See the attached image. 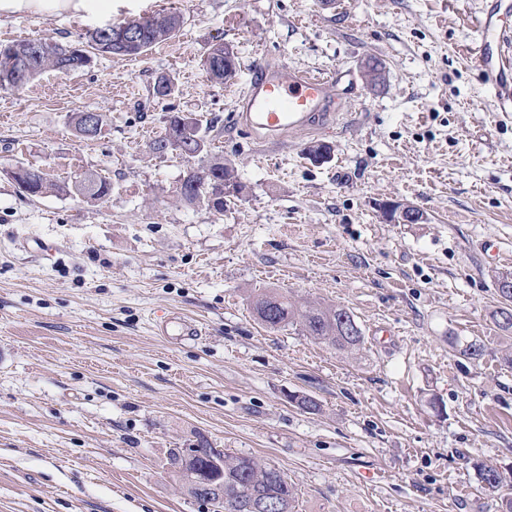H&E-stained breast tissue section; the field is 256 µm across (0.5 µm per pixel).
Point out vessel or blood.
Wrapping results in <instances>:
<instances>
[{
    "instance_id": "1",
    "label": "vessel or blood",
    "mask_w": 512,
    "mask_h": 512,
    "mask_svg": "<svg viewBox=\"0 0 512 512\" xmlns=\"http://www.w3.org/2000/svg\"><path fill=\"white\" fill-rule=\"evenodd\" d=\"M475 27L479 39L471 60L493 88L497 111L512 112V33L499 24L497 0L478 11ZM247 71L237 98L239 118L246 128L271 140L325 127L333 107L356 93L354 79L342 70L311 74L258 58ZM157 330L183 340L203 333L196 321L178 313L160 320Z\"/></svg>"
}]
</instances>
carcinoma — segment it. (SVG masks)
Instances as JSON below:
<instances>
[{
  "label": "carcinoma",
  "mask_w": 512,
  "mask_h": 512,
  "mask_svg": "<svg viewBox=\"0 0 512 512\" xmlns=\"http://www.w3.org/2000/svg\"><path fill=\"white\" fill-rule=\"evenodd\" d=\"M183 24L176 12L127 19L123 22L106 23L86 33L85 40L63 45L45 37H32L0 46V89L20 90L36 80L45 70L53 69L67 74L84 69L96 52L120 56L137 57L153 46L173 38ZM134 28L140 34V42L133 45H117V29ZM203 69L209 80L227 83L236 77V56L229 52L223 39L211 44L203 60ZM175 91L172 78L159 77L152 88V95L160 100L170 98ZM193 136L186 135L185 118L178 112H170L166 118L164 134L152 143L156 153L176 151L181 155L195 156L200 134L199 123L194 121ZM10 177L18 189L30 196L38 197L49 192L80 195L89 200H102L110 195L112 184L109 178L97 174L80 182L70 184L53 183L46 174L33 165L18 166ZM238 185L234 168L221 159H215L201 168L187 170L177 189L180 199L211 210L213 215L224 214L230 196L224 194V185ZM500 306L493 313L496 327L512 331V288H498ZM257 319L266 327L277 329L295 327L303 335L331 344L338 350H349L362 343V330L353 316L339 306L315 304L297 305L277 293H264L253 302ZM460 354L472 361L481 360L486 354L485 344L478 340L467 342ZM194 461L182 466L185 449L173 448L169 453V464L175 469L186 487L198 479V473L209 469L215 473L217 483L224 487V499L217 496L194 493L191 498L215 507L214 512H241L239 504L253 494L268 495L277 499L285 512H294L296 490L277 468L262 465L248 456H233L200 441L196 444ZM482 484L499 492L501 512H512V492L504 488L500 474L486 468L479 473Z\"/></svg>",
  "instance_id": "cac0c4a2"
}]
</instances>
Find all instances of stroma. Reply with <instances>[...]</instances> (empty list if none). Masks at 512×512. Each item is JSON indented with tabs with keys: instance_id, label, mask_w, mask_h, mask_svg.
Here are the masks:
<instances>
[{
	"instance_id": "1",
	"label": "stroma",
	"mask_w": 512,
	"mask_h": 512,
	"mask_svg": "<svg viewBox=\"0 0 512 512\" xmlns=\"http://www.w3.org/2000/svg\"><path fill=\"white\" fill-rule=\"evenodd\" d=\"M479 7L112 0V21L174 11L183 25L146 55L0 89V512H213L168 465L201 438L280 469L295 512H499L479 471L512 484V334L492 320L512 272V115L471 61ZM104 21L17 14L0 44L75 43ZM218 36L237 56L229 84L202 66ZM257 55L347 69L360 94L327 129L250 135L234 112ZM162 75L168 100L152 95ZM173 109L206 127L208 152H153ZM79 112L103 114L97 138L77 135ZM214 156L243 187L220 216L176 193ZM23 164L59 182L98 173L112 191L30 197L9 177ZM387 202L424 222H388ZM272 291L345 308L361 347L266 328L252 303ZM171 312L203 335H157ZM472 340L487 347L477 362L459 353Z\"/></svg>"
}]
</instances>
